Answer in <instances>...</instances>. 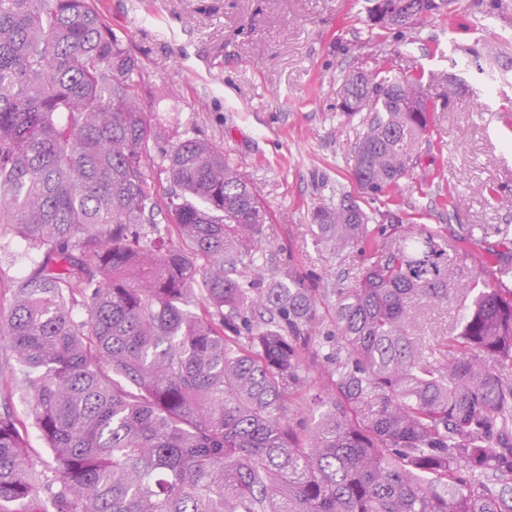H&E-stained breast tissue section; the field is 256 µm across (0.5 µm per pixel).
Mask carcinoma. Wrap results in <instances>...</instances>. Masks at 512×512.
Masks as SVG:
<instances>
[{
	"label": "carcinoma",
	"instance_id": "cac0c4a2",
	"mask_svg": "<svg viewBox=\"0 0 512 512\" xmlns=\"http://www.w3.org/2000/svg\"><path fill=\"white\" fill-rule=\"evenodd\" d=\"M405 1L376 26L448 15L368 0L369 18ZM424 77L340 79L341 112L373 113L351 165L368 195L420 161ZM142 82L101 0H0V227L38 254L0 320V373L54 459L3 403L0 512H512L495 487L512 484V229H373L348 196L315 207L321 239L364 262L322 329L326 291L291 269L261 287L260 191L215 143L164 140ZM464 246L496 282L474 276L427 354L409 326L448 302ZM311 353L323 387L295 425Z\"/></svg>",
	"mask_w": 512,
	"mask_h": 512
}]
</instances>
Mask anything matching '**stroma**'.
Segmentation results:
<instances>
[{"mask_svg": "<svg viewBox=\"0 0 512 512\" xmlns=\"http://www.w3.org/2000/svg\"><path fill=\"white\" fill-rule=\"evenodd\" d=\"M113 31L141 64V103L167 133L189 131L223 146L259 189L271 222L259 261L268 276L288 268L322 287L354 284L357 250L336 253L319 240L313 207L357 195L351 149L360 118L339 107L335 80L388 61L394 74L435 75L439 104L420 164L390 197L363 209L413 216L416 225L475 231L512 225V0L496 17L479 0H456L445 17L423 20L406 37L367 24L365 0H104ZM462 91L448 96V78ZM502 199L486 201L488 187ZM33 253L0 238V316ZM485 253L458 257L448 303L423 307L410 327L424 344L448 335L460 294Z\"/></svg>", "mask_w": 512, "mask_h": 512, "instance_id": "obj_1", "label": "stroma"}]
</instances>
